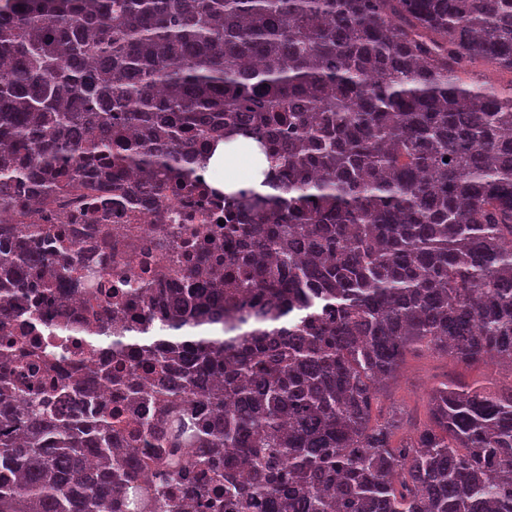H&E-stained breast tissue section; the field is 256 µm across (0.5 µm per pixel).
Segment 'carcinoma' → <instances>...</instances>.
I'll return each mask as SVG.
<instances>
[{
    "label": "carcinoma",
    "mask_w": 512,
    "mask_h": 512,
    "mask_svg": "<svg viewBox=\"0 0 512 512\" xmlns=\"http://www.w3.org/2000/svg\"><path fill=\"white\" fill-rule=\"evenodd\" d=\"M478 62L512 73V0H0V332L85 259L24 204L203 187L225 222L190 287L144 289L167 318L91 341L166 374L139 434L187 456L130 463L95 381L26 365L0 512H123L151 471L159 512H512V392L442 383L398 445L372 419L412 351L512 373V84ZM238 138L271 193L198 182ZM474 70L473 80L474 82L483 85L484 82L493 84L496 88H507L512 74L505 70L495 69L488 65H479Z\"/></svg>",
    "instance_id": "1"
}]
</instances>
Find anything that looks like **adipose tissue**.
<instances>
[{
    "label": "adipose tissue",
    "mask_w": 512,
    "mask_h": 512,
    "mask_svg": "<svg viewBox=\"0 0 512 512\" xmlns=\"http://www.w3.org/2000/svg\"><path fill=\"white\" fill-rule=\"evenodd\" d=\"M268 167V160L260 148L246 151L238 142H222L207 161L206 175L217 188L226 192L247 187L263 193L267 190L264 173Z\"/></svg>",
    "instance_id": "obj_1"
}]
</instances>
